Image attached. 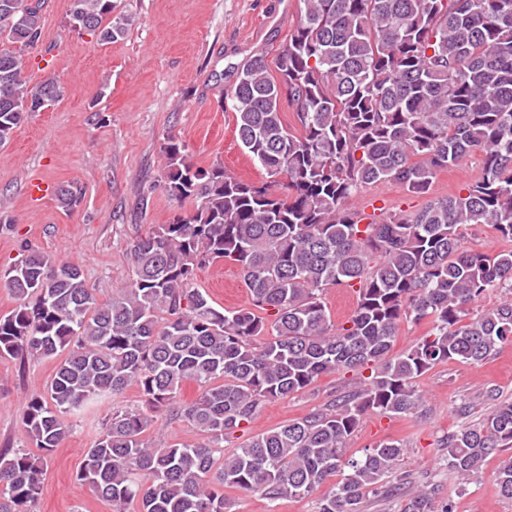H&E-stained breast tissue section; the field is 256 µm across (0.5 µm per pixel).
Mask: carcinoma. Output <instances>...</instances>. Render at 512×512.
Returning a JSON list of instances; mask_svg holds the SVG:
<instances>
[{"mask_svg":"<svg viewBox=\"0 0 512 512\" xmlns=\"http://www.w3.org/2000/svg\"><path fill=\"white\" fill-rule=\"evenodd\" d=\"M300 20L275 59L243 69L231 96L242 146L265 171L243 182L217 164L196 167L174 137L164 144V185L193 210L134 239L126 288L100 302L80 267L31 250L5 273L18 305L0 316V356H59L43 394L26 399V444L0 448V512H32L49 456L70 419L135 385L145 408L112 412L77 479L120 508L224 512V488L306 497L341 475L317 512H366L367 497L406 445L362 454L347 441L364 415L410 416L423 404L416 379L450 360L478 363L512 341V251L464 246L489 225L512 239V0H301ZM68 19L104 44L124 37L116 0H69ZM45 0H0V146L29 112L54 105L53 76L32 84L25 50L39 45ZM298 129L281 118L282 99ZM480 175L413 214L371 217L346 207L372 184L426 195L437 176L473 152ZM239 265L249 305L221 311L194 287L197 271ZM335 286L357 304L336 325L323 301ZM503 290L488 309L474 304ZM428 321L392 357L402 322ZM259 336L266 337L255 343ZM370 371L353 392L224 454V440L258 414L331 373ZM200 388L191 403L182 385ZM191 422L199 444L148 437L154 414ZM35 447L34 454L29 447ZM512 448V400L448 437V471L466 485L486 459ZM512 500V461L496 473ZM418 489L404 512L436 511Z\"/></svg>","mask_w":512,"mask_h":512,"instance_id":"obj_1","label":"carcinoma"}]
</instances>
